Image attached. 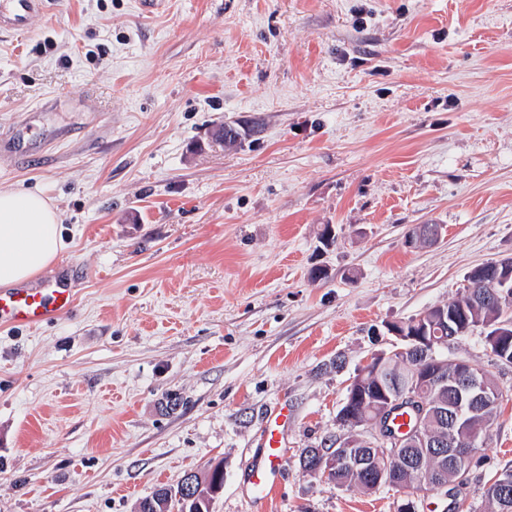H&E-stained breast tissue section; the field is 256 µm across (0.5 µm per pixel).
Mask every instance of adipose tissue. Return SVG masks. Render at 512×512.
<instances>
[{"label":"adipose tissue","mask_w":512,"mask_h":512,"mask_svg":"<svg viewBox=\"0 0 512 512\" xmlns=\"http://www.w3.org/2000/svg\"><path fill=\"white\" fill-rule=\"evenodd\" d=\"M56 207L39 194L0 188V286L29 281L63 247Z\"/></svg>","instance_id":"1"}]
</instances>
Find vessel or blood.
I'll list each match as a JSON object with an SVG mask.
<instances>
[{
	"label": "vessel or blood",
	"mask_w": 512,
	"mask_h": 512,
	"mask_svg": "<svg viewBox=\"0 0 512 512\" xmlns=\"http://www.w3.org/2000/svg\"><path fill=\"white\" fill-rule=\"evenodd\" d=\"M48 0H0V35L25 30L29 19L45 13ZM75 294L66 284L48 280L35 287L0 289V325L36 327L69 312ZM281 465L277 428L266 437L265 459L252 467L251 482L259 496H266L269 477Z\"/></svg>",
	"instance_id": "vessel-or-blood-1"
}]
</instances>
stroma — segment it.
<instances>
[{
	"mask_svg": "<svg viewBox=\"0 0 512 512\" xmlns=\"http://www.w3.org/2000/svg\"><path fill=\"white\" fill-rule=\"evenodd\" d=\"M253 133L224 146L210 134ZM0 187L61 213L74 310L0 328V512H398L304 471L385 323L512 258V0H52L0 36ZM420 224L437 242L410 247ZM462 512L512 465V364ZM178 394L175 410L164 407ZM287 407L267 499L248 477ZM178 488L174 489V493L172 492V488H168L165 486H161L157 488L150 497L143 499L139 504V512H165L163 511L162 503H165L168 500V494L170 493V499L172 503L176 502L180 512H199L197 506L193 504V502H188L187 504L181 503L179 499H177ZM158 497V498H157ZM153 503L156 509H153L152 506L147 507V505Z\"/></svg>",
	"mask_w": 512,
	"mask_h": 512,
	"instance_id": "1",
	"label": "stroma"
}]
</instances>
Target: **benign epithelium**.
Here are the masks:
<instances>
[{"label": "benign epithelium", "mask_w": 512, "mask_h": 512, "mask_svg": "<svg viewBox=\"0 0 512 512\" xmlns=\"http://www.w3.org/2000/svg\"><path fill=\"white\" fill-rule=\"evenodd\" d=\"M441 234L442 228L438 225L422 226L407 238V243H433ZM462 316H466L465 305H452L441 307L437 312L427 309L411 320L385 325L387 333L396 337L397 342L392 349L375 353L350 381L339 412V421L347 428L358 421L361 414H366L364 437L351 438L341 448L319 450L311 468L313 475L327 479L349 472L377 489L394 487L415 472L430 475L435 459L445 463L451 459L457 468L472 459L474 447L483 434L465 420L463 410L472 412L477 406H496L500 398L496 390L488 389L477 374L468 370L466 359L450 361L442 353L447 338L435 331V324H448V333L454 336ZM401 358L405 359L411 374L394 387L390 371L393 362ZM430 387L452 394L455 413L451 415V422L462 436L450 449L445 448L444 438H430L423 428L427 410L423 390ZM401 403L417 416V421L414 428L405 427L398 433L391 426V419L394 408ZM356 441L361 443L357 450L354 449ZM409 446L421 448L423 453L409 459L401 453L402 448Z\"/></svg>", "instance_id": "obj_1"}]
</instances>
